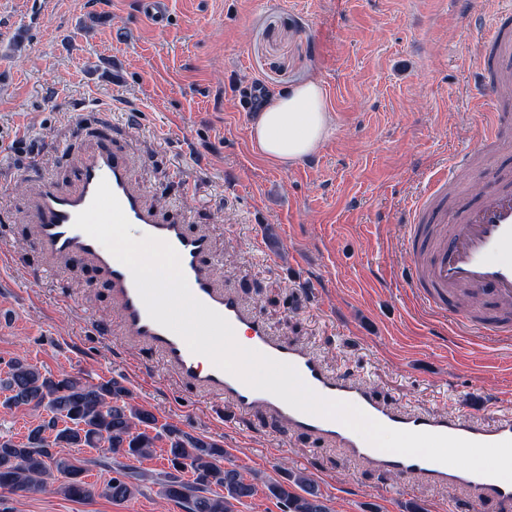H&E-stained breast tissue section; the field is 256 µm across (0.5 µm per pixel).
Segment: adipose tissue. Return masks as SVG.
<instances>
[{
  "mask_svg": "<svg viewBox=\"0 0 512 512\" xmlns=\"http://www.w3.org/2000/svg\"><path fill=\"white\" fill-rule=\"evenodd\" d=\"M329 131L324 89L308 81L271 95L257 113L250 137L264 158L288 164L312 154Z\"/></svg>",
  "mask_w": 512,
  "mask_h": 512,
  "instance_id": "adipose-tissue-1",
  "label": "adipose tissue"
}]
</instances>
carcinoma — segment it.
Instances as JSON below:
<instances>
[{"mask_svg": "<svg viewBox=\"0 0 512 512\" xmlns=\"http://www.w3.org/2000/svg\"><path fill=\"white\" fill-rule=\"evenodd\" d=\"M0 390L7 392L0 406H27L48 411V418L29 429L25 440L0 438V490L23 493L53 491L68 498L90 494L85 481L89 467H106V456L78 460L64 448H99L136 461L150 455L154 441L167 440L169 471L160 494L182 504L185 512H237V506L257 493L254 480L238 467L224 463L219 444L174 425H157L156 416L130 403V391L116 379L90 384L69 373H43L27 359L6 363ZM192 478L185 479V474ZM268 495L284 512H331L321 491L303 473L284 472L282 479L264 483ZM300 492H295L294 487ZM139 485L126 473L111 478L102 494L113 502H126Z\"/></svg>", "mask_w": 512, "mask_h": 512, "instance_id": "1", "label": "carcinoma"}]
</instances>
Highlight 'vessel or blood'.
Returning a JSON list of instances; mask_svg holds the SVG:
<instances>
[{
  "instance_id": "1",
  "label": "vessel or blood",
  "mask_w": 512,
  "mask_h": 512,
  "mask_svg": "<svg viewBox=\"0 0 512 512\" xmlns=\"http://www.w3.org/2000/svg\"><path fill=\"white\" fill-rule=\"evenodd\" d=\"M480 93L490 102L512 98V8L501 10L489 38L477 50ZM484 153L512 146V126L493 120L483 139ZM117 196L136 235H152L178 253L191 293L224 316L235 334L248 337L252 349L292 364L318 395L355 404L387 427L424 431L484 443L512 440V417L486 426L461 412L427 413L400 409L377 399L359 378L330 370L311 349L276 337L231 289L218 284L207 262L211 241L206 232L190 230L179 219L165 218L146 205L144 192L130 179L129 163L119 150L103 146L80 163L71 186L62 189L44 181L32 191L30 224L36 247L53 263L75 258L90 261L112 293L124 335L156 352L165 367L205 395L235 412L264 411L285 434L307 435L321 444L343 449L355 462L381 474L435 488H456L476 503L492 501L512 507V483L473 474L419 457L376 449L340 421L293 409L275 395L252 389L218 368L208 357L192 353L185 341L150 319L130 270L102 244L74 225L76 215L91 203L99 182ZM447 174L432 176L408 209L403 238L412 252L405 280L417 300L432 312L448 313V291L463 287L474 296L490 295L500 308L497 319L481 313L456 319L459 336L478 334L512 338V191H486L474 207L449 212Z\"/></svg>"
}]
</instances>
